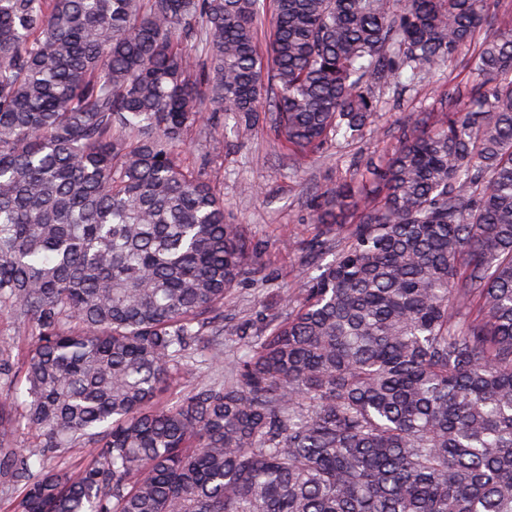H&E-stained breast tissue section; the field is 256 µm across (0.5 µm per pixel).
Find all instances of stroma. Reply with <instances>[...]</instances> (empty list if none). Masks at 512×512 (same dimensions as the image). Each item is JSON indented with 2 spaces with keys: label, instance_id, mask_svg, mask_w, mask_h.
<instances>
[{
  "label": "stroma",
  "instance_id": "obj_1",
  "mask_svg": "<svg viewBox=\"0 0 512 512\" xmlns=\"http://www.w3.org/2000/svg\"><path fill=\"white\" fill-rule=\"evenodd\" d=\"M467 72L462 56L402 95L377 87L375 129L298 163L279 149L270 115H262L246 137L226 132L224 151L211 157L209 171L221 185L228 212L260 252L224 298L225 368L234 367L269 321L284 315V298L298 288L300 264L317 232L311 222L314 197L355 178L393 149L405 115L437 111Z\"/></svg>",
  "mask_w": 512,
  "mask_h": 512
}]
</instances>
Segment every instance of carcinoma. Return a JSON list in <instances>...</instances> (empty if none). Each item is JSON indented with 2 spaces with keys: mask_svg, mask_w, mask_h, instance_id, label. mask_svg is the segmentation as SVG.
Masks as SVG:
<instances>
[{
  "mask_svg": "<svg viewBox=\"0 0 512 512\" xmlns=\"http://www.w3.org/2000/svg\"><path fill=\"white\" fill-rule=\"evenodd\" d=\"M498 2L0 0V316L35 337L0 355L9 512H512V17L475 42ZM464 50L469 96L313 208L288 313L160 401L257 251L207 173L221 115L274 114L302 161Z\"/></svg>",
  "mask_w": 512,
  "mask_h": 512,
  "instance_id": "obj_1",
  "label": "carcinoma"
}]
</instances>
